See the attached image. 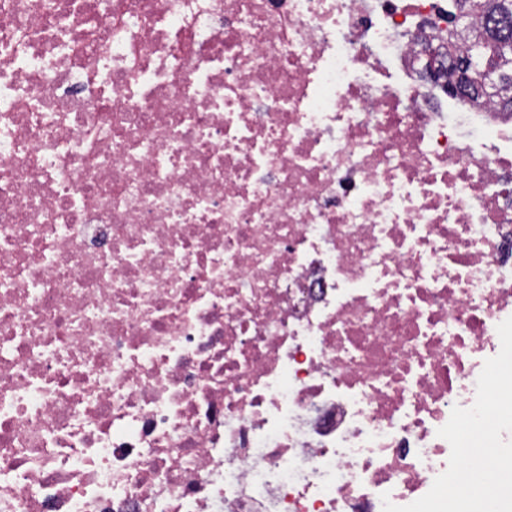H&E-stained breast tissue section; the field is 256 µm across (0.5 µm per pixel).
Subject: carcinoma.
<instances>
[{
    "instance_id": "cac0c4a2",
    "label": "carcinoma",
    "mask_w": 512,
    "mask_h": 512,
    "mask_svg": "<svg viewBox=\"0 0 512 512\" xmlns=\"http://www.w3.org/2000/svg\"><path fill=\"white\" fill-rule=\"evenodd\" d=\"M450 3L454 11L467 14L470 20L484 21L483 31L470 32L464 49L459 52L460 57L478 64L512 47V3L504 4L502 0H450ZM494 100L500 111L512 113V77L499 89Z\"/></svg>"
}]
</instances>
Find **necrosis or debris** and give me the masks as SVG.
<instances>
[{
  "label": "necrosis or debris",
  "mask_w": 512,
  "mask_h": 512,
  "mask_svg": "<svg viewBox=\"0 0 512 512\" xmlns=\"http://www.w3.org/2000/svg\"><path fill=\"white\" fill-rule=\"evenodd\" d=\"M0 0V512H383L512 317V116L441 0Z\"/></svg>",
  "instance_id": "1"
}]
</instances>
